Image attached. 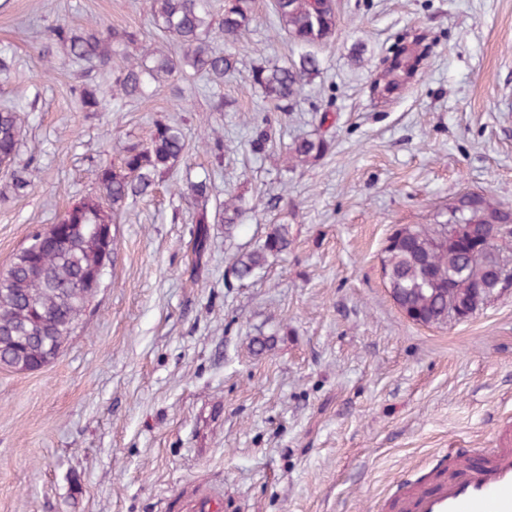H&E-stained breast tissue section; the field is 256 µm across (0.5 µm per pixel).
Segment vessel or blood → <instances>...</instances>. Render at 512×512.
<instances>
[{
	"label": "vessel or blood",
	"instance_id": "b4317fda",
	"mask_svg": "<svg viewBox=\"0 0 512 512\" xmlns=\"http://www.w3.org/2000/svg\"><path fill=\"white\" fill-rule=\"evenodd\" d=\"M448 469L402 484L392 512H512V429L503 428L495 448L446 450Z\"/></svg>",
	"mask_w": 512,
	"mask_h": 512
}]
</instances>
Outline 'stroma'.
I'll list each match as a JSON object with an SVG mask.
<instances>
[{
  "label": "stroma",
  "mask_w": 512,
  "mask_h": 512,
  "mask_svg": "<svg viewBox=\"0 0 512 512\" xmlns=\"http://www.w3.org/2000/svg\"><path fill=\"white\" fill-rule=\"evenodd\" d=\"M148 0H0V106H22L18 165L28 194L0 172V271L32 232L96 192L94 170L153 124L181 123L188 154L153 197L127 203L114 254L82 325L32 372L0 368V512H187L199 489L224 512H388L402 480H423L443 448L494 447L512 423V285L467 319L423 326L393 302L383 250L405 224H438L460 192L512 207V0H338L322 70L274 123L260 157L244 142L275 112L252 88V62L298 59L272 14L231 42L239 71L213 111L198 76L151 97H112V74L71 62L40 37L63 23L133 30L152 48ZM432 44L418 75L392 95L371 85L403 33ZM99 84V111L73 87ZM329 120H322V113ZM224 130L222 161L202 141ZM332 147L291 168L285 147ZM210 174L248 209L233 230L210 227L191 252L194 205L172 189ZM284 193L275 209L269 195ZM291 246L253 279L225 280L229 257L272 225ZM263 341L254 350V341Z\"/></svg>",
  "instance_id": "stroma-1"
}]
</instances>
